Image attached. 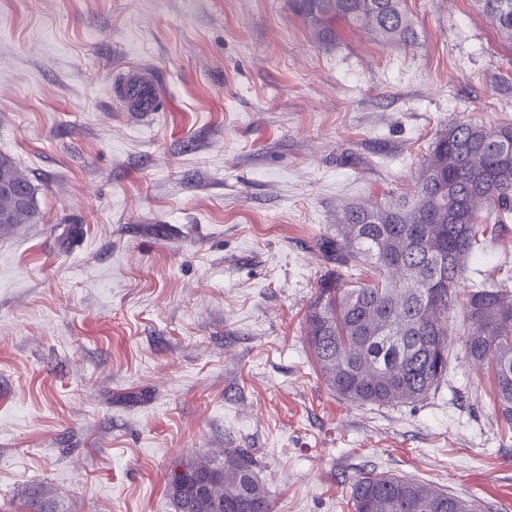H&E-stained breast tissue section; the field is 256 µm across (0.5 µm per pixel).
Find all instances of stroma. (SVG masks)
<instances>
[{
	"label": "stroma",
	"instance_id": "35a3bbf8",
	"mask_svg": "<svg viewBox=\"0 0 512 512\" xmlns=\"http://www.w3.org/2000/svg\"><path fill=\"white\" fill-rule=\"evenodd\" d=\"M404 46L291 0H0V155L39 220L0 225V512H174V461L249 449L272 512H354L368 473L512 512V425L449 313L425 400L331 389L304 316L343 209L412 194L448 124L512 123V39L406 0ZM163 102L112 98L127 65ZM471 282L512 292V219Z\"/></svg>",
	"mask_w": 512,
	"mask_h": 512
}]
</instances>
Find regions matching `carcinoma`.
Returning a JSON list of instances; mask_svg holds the SVG:
<instances>
[{"mask_svg":"<svg viewBox=\"0 0 512 512\" xmlns=\"http://www.w3.org/2000/svg\"><path fill=\"white\" fill-rule=\"evenodd\" d=\"M319 24L336 19L367 25L379 37L412 44L415 32L403 0H293ZM504 36L512 38V0H476ZM512 214V125L459 121L433 141L412 197L345 209L336 236L320 246L336 262L322 278L306 316V339L325 382L362 405L410 403L436 392L448 373V312L458 301L483 225ZM38 219L31 183L0 157V224ZM371 266L368 283L353 270ZM467 358L490 368L494 411L512 424V295L481 282L466 292ZM208 482L206 499L191 494ZM166 494L175 512H271L252 455L224 449V458L175 461ZM355 512H481L466 501L412 479L369 474L352 486ZM27 512H52L42 492Z\"/></svg>","mask_w":512,"mask_h":512,"instance_id":"carcinoma-1","label":"carcinoma"}]
</instances>
